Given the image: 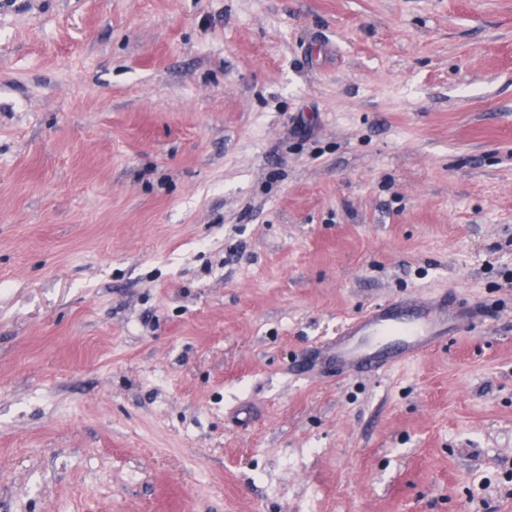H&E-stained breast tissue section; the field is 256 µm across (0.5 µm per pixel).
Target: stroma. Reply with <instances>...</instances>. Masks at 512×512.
Returning <instances> with one entry per match:
<instances>
[{
  "mask_svg": "<svg viewBox=\"0 0 512 512\" xmlns=\"http://www.w3.org/2000/svg\"><path fill=\"white\" fill-rule=\"evenodd\" d=\"M0 512H512V0H0ZM474 315L471 308L449 303L448 297L379 303L315 348L314 358L339 373L385 372L440 344L449 328L463 333Z\"/></svg>",
  "mask_w": 512,
  "mask_h": 512,
  "instance_id": "35a3bbf8",
  "label": "stroma"
}]
</instances>
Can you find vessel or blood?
Masks as SVG:
<instances>
[{
  "label": "vessel or blood",
  "mask_w": 512,
  "mask_h": 512,
  "mask_svg": "<svg viewBox=\"0 0 512 512\" xmlns=\"http://www.w3.org/2000/svg\"><path fill=\"white\" fill-rule=\"evenodd\" d=\"M472 309L447 298L380 303L351 320L325 345L316 362L337 372H383L440 344L449 331L464 332Z\"/></svg>",
  "instance_id": "1"
}]
</instances>
